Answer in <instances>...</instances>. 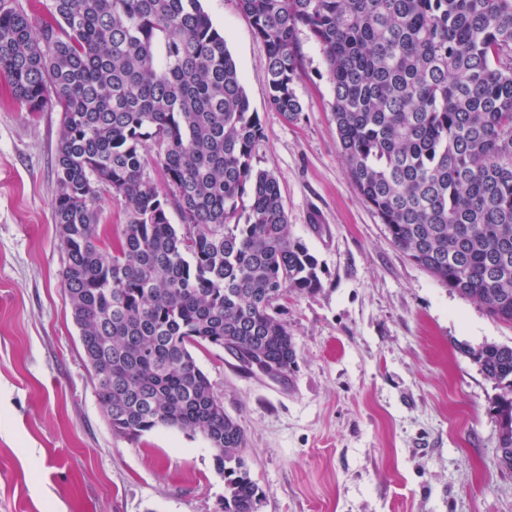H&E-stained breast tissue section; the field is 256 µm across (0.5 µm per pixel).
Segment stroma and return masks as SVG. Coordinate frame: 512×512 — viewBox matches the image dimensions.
Instances as JSON below:
<instances>
[{
  "instance_id": "stroma-1",
  "label": "stroma",
  "mask_w": 512,
  "mask_h": 512,
  "mask_svg": "<svg viewBox=\"0 0 512 512\" xmlns=\"http://www.w3.org/2000/svg\"><path fill=\"white\" fill-rule=\"evenodd\" d=\"M202 5L262 124L254 164L278 175L290 232L322 268L317 292L284 302L288 385L192 350L246 431L258 512H512L494 390L463 352L511 345L512 327L410 261L354 191L308 31L290 123L267 104L265 48L238 0ZM61 120L52 103L28 111L0 73V512H215L224 478L201 434L160 426L128 442L95 395L60 276Z\"/></svg>"
}]
</instances>
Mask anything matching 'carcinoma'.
<instances>
[{"mask_svg":"<svg viewBox=\"0 0 512 512\" xmlns=\"http://www.w3.org/2000/svg\"><path fill=\"white\" fill-rule=\"evenodd\" d=\"M266 47L270 106L288 122L298 30L319 45L354 191L394 245L512 326V0H239ZM0 72L62 122L54 220L61 281L112 433L200 432L224 476L219 512H257L244 427L190 351L208 344L287 385L297 351L283 304L321 287L291 235L277 175L224 32L201 0H0ZM164 172L146 173L145 147ZM127 221L100 246V189ZM175 208L181 225L170 222ZM495 390L500 465L512 469V345L465 346Z\"/></svg>","mask_w":512,"mask_h":512,"instance_id":"obj_1","label":"carcinoma"}]
</instances>
